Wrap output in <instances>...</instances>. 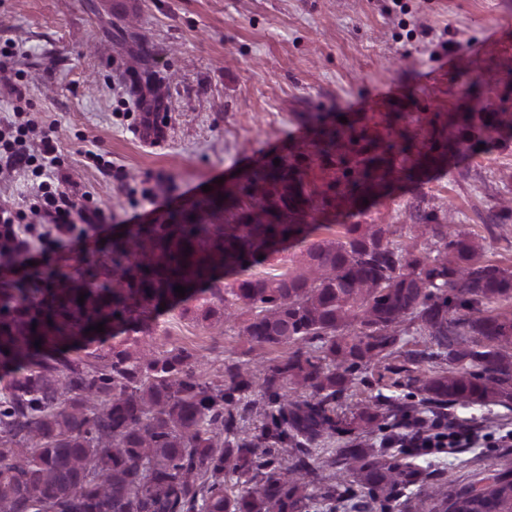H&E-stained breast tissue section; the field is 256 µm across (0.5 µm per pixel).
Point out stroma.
Wrapping results in <instances>:
<instances>
[{
    "instance_id": "obj_1",
    "label": "stroma",
    "mask_w": 512,
    "mask_h": 512,
    "mask_svg": "<svg viewBox=\"0 0 512 512\" xmlns=\"http://www.w3.org/2000/svg\"><path fill=\"white\" fill-rule=\"evenodd\" d=\"M5 43L17 55L0 71V122L18 107L7 83L25 70L26 118L54 124L66 189L111 210L113 233L128 232L137 214L165 223L204 199V187L244 183L258 165L285 158L315 195L316 236L347 224L398 228L417 204L438 223L468 225L486 259L512 269V211L502 206L512 198V0H140L120 15L105 0H0ZM316 114L333 126L347 120L355 142L319 155ZM464 114L477 141L425 162L434 131ZM369 149L397 165L420 161L419 178L366 204L345 202L343 173ZM91 151L111 160V177L93 167ZM148 191L165 193L170 208L148 212ZM108 249L94 235L85 249L52 254L49 266L77 279ZM159 325L213 374L228 362L283 358L249 352L234 331L176 311ZM392 364L363 369L340 415L408 393L406 374L394 372L401 359ZM447 415L490 437L512 428V406ZM418 463L460 487L512 469V447L455 448Z\"/></svg>"
}]
</instances>
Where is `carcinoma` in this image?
Listing matches in <instances>:
<instances>
[{"label": "carcinoma", "instance_id": "1", "mask_svg": "<svg viewBox=\"0 0 512 512\" xmlns=\"http://www.w3.org/2000/svg\"><path fill=\"white\" fill-rule=\"evenodd\" d=\"M341 138L321 132V153ZM392 173L368 156L347 195L381 196ZM220 195L113 238L110 259L78 282L50 269L0 282V512H310L355 492L399 508L425 481L419 454L342 434L401 428L420 402L512 401V318L493 313L512 301V270L486 260L464 225L417 212L406 243L389 224L314 239L311 195L288 161ZM244 196L259 214L238 212ZM221 210L235 223L208 222ZM276 237L296 249L292 267L254 274ZM191 281L194 292H174ZM175 309L285 357L257 373L227 363L214 380L157 335ZM99 323L112 344L86 332ZM404 325L422 343L404 358L412 392L341 419L358 373L401 354ZM431 499V512H512V470L438 483Z\"/></svg>", "mask_w": 512, "mask_h": 512}]
</instances>
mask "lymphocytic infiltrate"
<instances>
[{
	"label": "lymphocytic infiltrate",
	"instance_id": "obj_1",
	"mask_svg": "<svg viewBox=\"0 0 512 512\" xmlns=\"http://www.w3.org/2000/svg\"><path fill=\"white\" fill-rule=\"evenodd\" d=\"M38 133L37 149L26 142L30 133ZM54 127L37 128L32 121H12L0 128V171L22 170L37 177L31 211L34 222L21 224L13 210L0 207V244L9 243L10 267L23 269L38 257L64 249H82L88 242L87 229L111 225L112 213L100 207L77 204L63 190L59 179L46 176L55 163ZM479 431L460 420L437 418L431 430L411 425L404 445L408 448H467L482 441Z\"/></svg>",
	"mask_w": 512,
	"mask_h": 512
}]
</instances>
